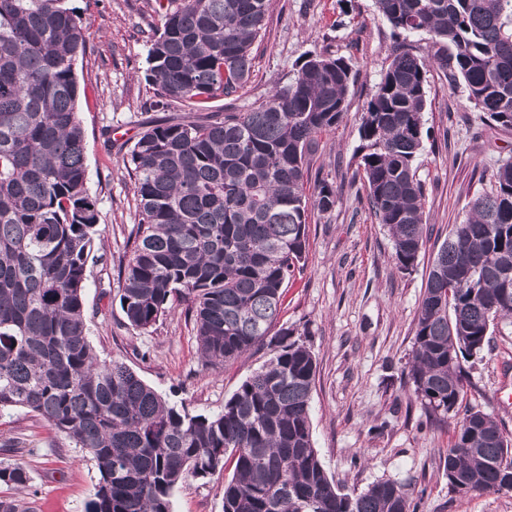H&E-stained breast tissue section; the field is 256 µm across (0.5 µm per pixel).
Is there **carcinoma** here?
<instances>
[{"instance_id": "carcinoma-1", "label": "carcinoma", "mask_w": 512, "mask_h": 512, "mask_svg": "<svg viewBox=\"0 0 512 512\" xmlns=\"http://www.w3.org/2000/svg\"><path fill=\"white\" fill-rule=\"evenodd\" d=\"M395 30L432 36L431 59L396 48L368 101L356 149L379 223L401 270L428 233L415 162L429 61L468 99L512 127V0H375ZM270 0H155L145 80L154 105L205 109L249 81ZM85 35L71 0H0V414H34L83 448L100 474L87 512H172L175 488L232 463L224 512H412L402 486L345 493L311 431L317 363L295 329L277 326L306 252L308 210H334L326 179L307 192L319 137L346 110L353 68L303 56L267 100L209 122L146 129L124 165L140 219L120 269L124 326L145 332L182 308L201 360L219 368L257 345L272 357L212 416L169 405L125 363L98 359L84 303L100 210L87 186L74 65ZM512 318V157L469 202L430 268L408 377L434 413H459L461 360L479 358L494 322ZM448 489L512 490V439L464 410L445 457ZM21 463L0 485L29 487Z\"/></svg>"}]
</instances>
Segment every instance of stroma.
<instances>
[{"instance_id":"35a3bbf8","label":"stroma","mask_w":512,"mask_h":512,"mask_svg":"<svg viewBox=\"0 0 512 512\" xmlns=\"http://www.w3.org/2000/svg\"><path fill=\"white\" fill-rule=\"evenodd\" d=\"M152 0H73L86 52L76 64L86 136L88 188L98 200L103 243L85 290L89 336L100 360L125 362L169 403L194 415L220 412L242 382L272 356L266 347L214 369L203 364L191 323L181 312L147 332L123 325L119 267L139 220L123 160L149 126L223 118L288 82L307 52L347 58L355 72L346 113L323 135L312 178L338 195L332 213L312 214L305 268L288 284L279 321L297 329L317 359L311 399L314 444L325 469L346 492L381 479L401 484L415 512H512V491L461 496L448 489L444 460L453 442L452 415L431 414L407 373L415 318L431 264L467 203L490 187L492 172L512 157V128L488 123L462 83L438 65L427 72L423 148L416 161L430 227L415 266L399 270L385 226L372 213L353 159L360 126L397 40L374 0H272L252 74L235 96L204 112L182 105L155 109L144 74L145 31L158 25ZM464 402L493 417L512 436V323L495 326L483 358L462 364ZM24 464L23 496L33 512H86L99 472L85 450L23 411L0 416V461ZM227 472L188 479L174 491V512H224Z\"/></svg>"}]
</instances>
